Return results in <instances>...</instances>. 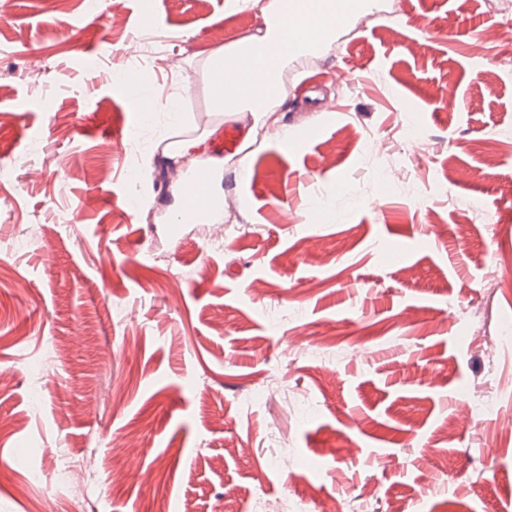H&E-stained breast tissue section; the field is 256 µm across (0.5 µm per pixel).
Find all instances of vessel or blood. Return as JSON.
<instances>
[{"instance_id":"obj_1","label":"vessel or blood","mask_w":512,"mask_h":512,"mask_svg":"<svg viewBox=\"0 0 512 512\" xmlns=\"http://www.w3.org/2000/svg\"><path fill=\"white\" fill-rule=\"evenodd\" d=\"M355 7L354 0H289L288 28L297 31L309 25L313 19L325 12L335 13L337 18H345ZM275 60L253 44H240L224 56V68L213 74L211 81L223 85L225 109L233 112L239 107L234 94L235 82L241 71H250L254 80L262 86L266 97L276 98L284 94L274 73ZM216 172L210 168L198 169L187 177L183 185L181 209L173 218L174 223L212 221L223 202L214 193Z\"/></svg>"}]
</instances>
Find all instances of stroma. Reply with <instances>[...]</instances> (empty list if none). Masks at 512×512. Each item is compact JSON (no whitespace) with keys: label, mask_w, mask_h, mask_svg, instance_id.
I'll return each mask as SVG.
<instances>
[{"label":"stroma","mask_w":512,"mask_h":512,"mask_svg":"<svg viewBox=\"0 0 512 512\" xmlns=\"http://www.w3.org/2000/svg\"><path fill=\"white\" fill-rule=\"evenodd\" d=\"M80 2L8 0L0 19V512L512 503V139L491 137L512 127V0H364L289 56L270 111L239 113L250 144L231 153L209 56L260 36L273 0H156L149 18L111 0L118 28ZM118 64L149 112L107 78ZM179 130L207 134L217 194L250 198L221 210L223 247L172 221ZM89 451L99 489L76 500L56 474Z\"/></svg>","instance_id":"1"}]
</instances>
